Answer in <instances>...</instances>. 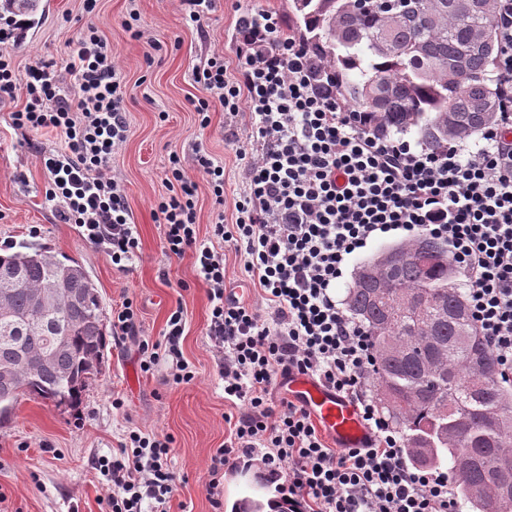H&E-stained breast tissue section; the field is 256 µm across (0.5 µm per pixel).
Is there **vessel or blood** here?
Masks as SVG:
<instances>
[{
  "label": "vessel or blood",
  "mask_w": 512,
  "mask_h": 512,
  "mask_svg": "<svg viewBox=\"0 0 512 512\" xmlns=\"http://www.w3.org/2000/svg\"><path fill=\"white\" fill-rule=\"evenodd\" d=\"M295 401L315 417L322 430L338 447H359L366 435L356 409L345 399L304 375L284 378Z\"/></svg>",
  "instance_id": "obj_1"
}]
</instances>
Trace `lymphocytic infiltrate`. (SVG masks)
I'll return each mask as SVG.
<instances>
[{"label":"lymphocytic infiltrate","mask_w":512,"mask_h":512,"mask_svg":"<svg viewBox=\"0 0 512 512\" xmlns=\"http://www.w3.org/2000/svg\"><path fill=\"white\" fill-rule=\"evenodd\" d=\"M498 112L477 147L451 141L431 149L418 141L379 136L362 113L334 92L326 64L284 37L268 12L243 14L239 74L229 77L215 52L192 70L202 92L195 110L247 111L245 185L232 202V223L216 212L211 241L197 233L198 185L172 156L168 193L155 203L167 255L192 254L208 288L207 334L218 358L224 397L243 413L216 449L210 489L224 467L261 455L286 472L284 492L296 512H462L456 479L408 460L402 432L379 407L373 338L336 295L345 262L374 238L427 235L446 243L448 261L467 286L473 325L486 342L499 383L512 386V0H498ZM0 29V98L20 97L16 129L53 131L61 149L39 152L46 191L61 223L125 272L138 239L112 155L128 138L121 73L98 26H80L64 67L37 61L18 72ZM74 77L66 87V77ZM243 252V268L271 313L225 298L224 244ZM183 312L170 313L164 339L141 342L144 371L165 363L172 385L195 381L180 339ZM300 374L349 400L367 431L360 447L332 449L311 414L292 401L275 404L279 378ZM169 440L128 431L112 457L95 468L109 492L105 512H165L175 475Z\"/></svg>","instance_id":"obj_1"}]
</instances>
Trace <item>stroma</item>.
<instances>
[{"label": "stroma", "mask_w": 512, "mask_h": 512, "mask_svg": "<svg viewBox=\"0 0 512 512\" xmlns=\"http://www.w3.org/2000/svg\"><path fill=\"white\" fill-rule=\"evenodd\" d=\"M292 0H212L200 23L187 20L179 0H103L98 25L125 75L129 123L126 143L113 155L133 212L139 249L127 272L89 244L79 228L60 223L45 196L48 177L25 134L13 127L16 103L0 99V247L28 241L60 259L79 261L95 281L104 315L131 298L139 309V333L110 339L95 376L77 404L20 397L0 419V512H102V477L93 461L111 456L127 431L141 429L172 439L168 466L177 479L168 512H230L239 498L275 497L261 486L269 469L260 458L225 468L218 498L207 484L211 455L229 436V418L242 406L224 400V382L207 335L210 303L191 256H168L154 202L166 192L171 155L195 168L204 154L224 164V194L239 192L245 163L234 139L241 123L213 109L201 124L192 101L201 91L192 69L212 52H222L229 72L238 66L236 23L244 13L264 10L287 22ZM80 0H56L33 41L13 46L19 67L38 60L61 62L81 15ZM137 13L141 38H130L123 23ZM182 309L181 348L196 372L192 384L165 382L167 369L140 367L139 340H162L166 320ZM123 407L113 408V398ZM221 508H214V501Z\"/></svg>", "instance_id": "1"}]
</instances>
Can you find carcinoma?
Wrapping results in <instances>:
<instances>
[{
  "label": "carcinoma",
  "mask_w": 512,
  "mask_h": 512,
  "mask_svg": "<svg viewBox=\"0 0 512 512\" xmlns=\"http://www.w3.org/2000/svg\"><path fill=\"white\" fill-rule=\"evenodd\" d=\"M37 0H4L0 7L31 15ZM292 0V35L333 73L336 95L363 112L377 134L416 132L437 149L450 139L466 141L495 120L491 79L499 50L497 0ZM421 247L431 260L418 263ZM402 259L392 268L371 259L352 274L345 303L374 340L379 405L406 438L410 460L432 467L448 463L473 512L496 491L494 464L512 457V389L493 377L492 356L471 323L465 296L448 265L446 245L421 236L398 244ZM60 278L59 315L41 316L31 293ZM23 325L0 337V370L21 393L76 403L97 373L107 345L98 288L81 264L65 263L41 246L22 241L0 251V306ZM444 344L437 361L446 376L428 377L425 331ZM65 337L53 362L35 373L19 352L38 353ZM272 512L278 502L251 497L232 512Z\"/></svg>",
  "instance_id": "cac0c4a2"
}]
</instances>
